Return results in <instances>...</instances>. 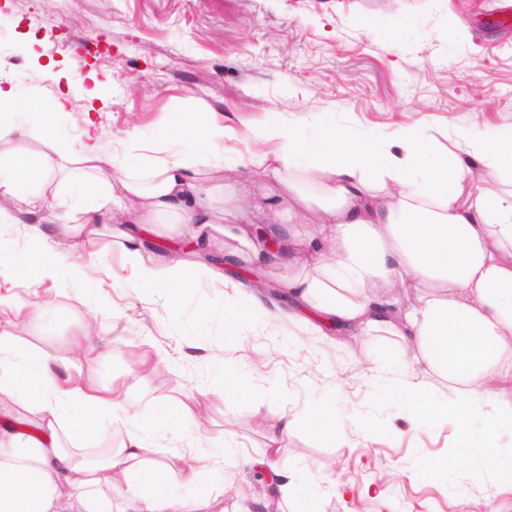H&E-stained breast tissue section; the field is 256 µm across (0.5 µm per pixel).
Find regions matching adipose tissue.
Segmentation results:
<instances>
[{
	"label": "adipose tissue",
	"instance_id": "ef3b65f1",
	"mask_svg": "<svg viewBox=\"0 0 512 512\" xmlns=\"http://www.w3.org/2000/svg\"><path fill=\"white\" fill-rule=\"evenodd\" d=\"M57 95L20 103L0 88V227L31 224L32 248L21 267L34 282L55 278L46 238L92 239L110 226L140 294L179 306L185 288L211 280L208 266L191 269L174 253L159 255L149 240L161 226L172 243L205 248L215 231L245 242L236 263L259 266L267 254L249 227L270 224L285 235L283 286L293 297L289 319L364 336L395 337L404 355L394 366L395 387L417 418H449L464 431L480 424L484 443L466 444L458 458L473 473L512 477V448L499 447L512 428V403L491 385L512 378V191L477 185L472 174L494 168L512 177V129L484 139L458 135L457 152L439 150L427 125L402 127L389 138L355 134L324 113L311 128L270 115L257 129L268 150L243 156L225 146L226 131L213 111L199 109L154 133L138 166L116 168L94 140L61 148L48 115L66 114ZM42 143L15 147L16 136ZM223 175V208L209 200L207 179ZM270 182L262 202L244 204L248 183ZM313 224V231L298 227ZM71 360L28 350L0 336V392H17L37 416L36 429L0 421V512H58L63 487L78 490L80 512H112L121 490L131 512H189L207 505L202 467L183 456L143 459L146 433L133 425L118 449L88 460L82 441L111 426L118 402L110 387L67 386ZM427 367L447 382L451 400L420 380ZM195 498H188V491Z\"/></svg>",
	"mask_w": 512,
	"mask_h": 512
}]
</instances>
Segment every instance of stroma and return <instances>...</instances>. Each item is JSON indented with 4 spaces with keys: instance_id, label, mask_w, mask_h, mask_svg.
Listing matches in <instances>:
<instances>
[{
    "instance_id": "stroma-1",
    "label": "stroma",
    "mask_w": 512,
    "mask_h": 512,
    "mask_svg": "<svg viewBox=\"0 0 512 512\" xmlns=\"http://www.w3.org/2000/svg\"><path fill=\"white\" fill-rule=\"evenodd\" d=\"M512 0H0V70L20 100L64 94L67 114L55 128L76 143L86 122L100 149L130 160L142 140L176 113L205 106L243 134L240 151L258 147L265 113L313 125L332 112L354 131L391 135L416 121L432 125L446 147L464 129L490 137L512 128V27L498 23ZM407 15L398 45L362 28ZM99 97H91V90ZM100 267H89L75 239L55 280L41 284L0 275V333L29 348L66 352L73 332L88 329L105 357L79 361L83 386L122 388L112 433L119 447L128 419L150 426L158 402H195L205 425L150 436L151 455L178 449L206 462L211 512H266L262 471L243 468L238 452L271 445L268 418L306 416L321 401L335 410L336 439L306 424L276 454L294 485L309 494L282 497L278 512H512L499 474L480 476L454 456L461 434L443 420L416 424L404 396L384 378L397 351L390 336L324 334L271 322L229 330L220 309L237 277L190 290L180 309L139 295L118 238L96 237ZM85 268L81 279L73 267ZM48 311V328L16 313ZM244 369L248 393L232 371ZM339 460L341 472L325 459ZM437 469L421 476V461Z\"/></svg>"
}]
</instances>
